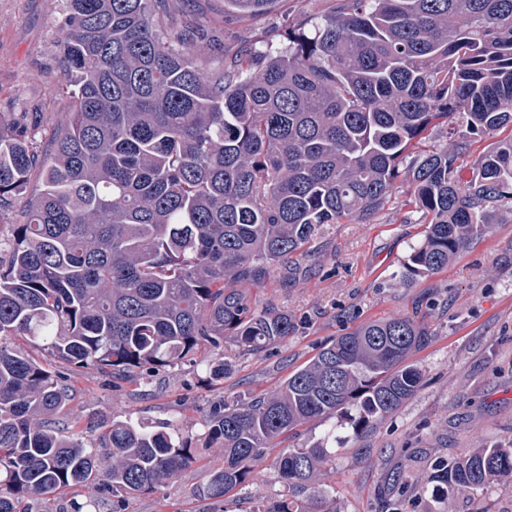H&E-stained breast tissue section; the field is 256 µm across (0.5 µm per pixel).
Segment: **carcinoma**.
<instances>
[{
  "instance_id": "carcinoma-1",
  "label": "carcinoma",
  "mask_w": 512,
  "mask_h": 512,
  "mask_svg": "<svg viewBox=\"0 0 512 512\" xmlns=\"http://www.w3.org/2000/svg\"><path fill=\"white\" fill-rule=\"evenodd\" d=\"M159 0H63L58 78L71 119L49 152L0 112V212L32 171L39 192L0 259V512L71 490L59 512H126L168 485L198 449L173 424L114 419L94 442L73 432L74 373L132 382L224 343L258 352L294 330L288 313L252 305L248 286L311 257L326 224L362 223L399 185L425 224L401 278L434 275L488 224L512 212V137L468 161V138L512 126V0H338L288 28V44L209 59ZM276 0H224L248 16ZM442 127L445 143L428 146ZM412 317L369 321L324 344L275 387L215 402L197 442L220 448L196 493L213 505L276 450L285 493L251 512H338L327 483L336 429L361 436L418 391L409 362L432 341ZM337 420L312 444L303 428ZM512 478V443L437 460L427 483L441 512L455 495ZM380 512H416L401 466Z\"/></svg>"
}]
</instances>
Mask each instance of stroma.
Listing matches in <instances>:
<instances>
[{
  "label": "stroma",
  "instance_id": "1",
  "mask_svg": "<svg viewBox=\"0 0 512 512\" xmlns=\"http://www.w3.org/2000/svg\"><path fill=\"white\" fill-rule=\"evenodd\" d=\"M177 21H190L212 55L231 59L247 46L249 30L263 29L268 42L252 50L284 47L289 24L330 13L336 0H278L256 20L226 10L224 0H173ZM58 0H0V112L14 113L35 130L37 149L47 150L72 110V99L56 78L60 26ZM407 195L396 192L366 224H328L296 281L272 275L252 285L251 300L287 311L296 329L265 350L244 353L225 344L230 366L212 381L206 366L168 369L138 390L101 373L75 375L70 411L81 420L85 439L96 438L98 422L132 419L173 422L195 440L213 402L235 401L270 389L321 344L362 322L397 316L423 317L432 342L413 362L423 375L415 395L360 437L337 428L343 444L328 482L339 512H378L384 473L414 451L412 492L419 512H439L441 500L426 475L432 460L455 459L473 449L512 441V214L488 212L489 228L438 274L410 285L400 281L401 263L423 227ZM273 455L253 466L255 479L224 501L225 512H252L282 489ZM206 479L197 462L154 494L131 499L127 512H208L196 487ZM456 512H512V489L497 483L460 493Z\"/></svg>",
  "mask_w": 512,
  "mask_h": 512
}]
</instances>
